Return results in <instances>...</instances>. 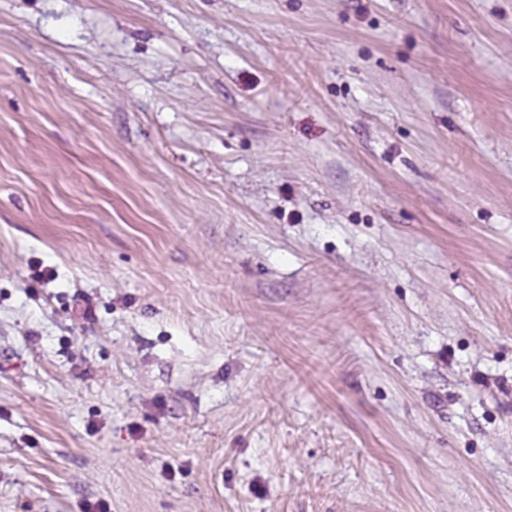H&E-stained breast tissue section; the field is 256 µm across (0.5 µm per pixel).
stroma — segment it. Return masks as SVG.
<instances>
[{
	"label": "stroma",
	"instance_id": "stroma-1",
	"mask_svg": "<svg viewBox=\"0 0 512 512\" xmlns=\"http://www.w3.org/2000/svg\"><path fill=\"white\" fill-rule=\"evenodd\" d=\"M512 512V0H0V512Z\"/></svg>",
	"mask_w": 512,
	"mask_h": 512
}]
</instances>
